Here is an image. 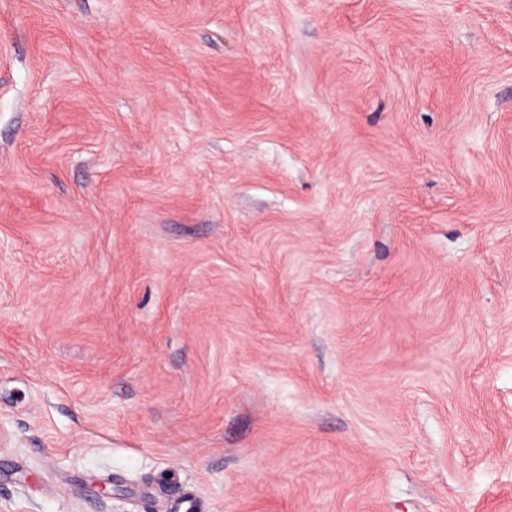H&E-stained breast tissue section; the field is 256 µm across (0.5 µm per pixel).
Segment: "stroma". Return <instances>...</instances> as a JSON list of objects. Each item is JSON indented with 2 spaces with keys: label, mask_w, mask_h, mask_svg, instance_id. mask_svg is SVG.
<instances>
[{
  "label": "stroma",
  "mask_w": 512,
  "mask_h": 512,
  "mask_svg": "<svg viewBox=\"0 0 512 512\" xmlns=\"http://www.w3.org/2000/svg\"><path fill=\"white\" fill-rule=\"evenodd\" d=\"M512 512V0H0V512Z\"/></svg>",
  "instance_id": "stroma-1"
}]
</instances>
